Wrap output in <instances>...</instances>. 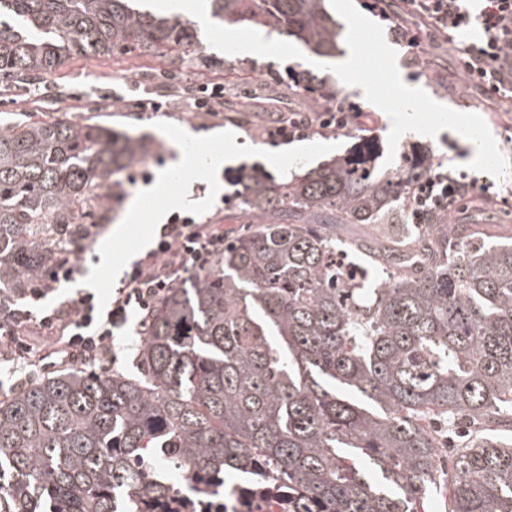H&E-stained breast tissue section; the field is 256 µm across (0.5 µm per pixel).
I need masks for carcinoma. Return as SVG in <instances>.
Segmentation results:
<instances>
[{
    "mask_svg": "<svg viewBox=\"0 0 512 512\" xmlns=\"http://www.w3.org/2000/svg\"><path fill=\"white\" fill-rule=\"evenodd\" d=\"M323 0H209L223 23L336 54ZM190 22L137 0H0V88L71 57L185 52ZM147 154L99 122L29 116L0 130V292L44 278L58 234ZM373 148L288 182L244 174L246 232L147 316L134 374L66 368L0 395V512H114L162 489L153 460L194 477L262 460L300 512H430L435 425L486 435L458 449L448 512H512V242L453 255L473 224L347 250L390 273L366 288L336 266V225L377 224L430 163L379 177Z\"/></svg>",
    "mask_w": 512,
    "mask_h": 512,
    "instance_id": "carcinoma-1",
    "label": "carcinoma"
}]
</instances>
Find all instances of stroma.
<instances>
[{
    "mask_svg": "<svg viewBox=\"0 0 512 512\" xmlns=\"http://www.w3.org/2000/svg\"><path fill=\"white\" fill-rule=\"evenodd\" d=\"M385 2L382 11L368 9L366 0H354V5L383 29H390L396 21L403 23L427 46V55L420 60L404 44L393 42L402 79L446 106L464 99L467 112L480 115L486 122L508 167L499 179L469 169L474 144L449 129L426 138L405 133L398 142L399 155L394 163L399 165L404 159L424 154L446 165L453 177L482 179L490 184L493 201H486L476 192L469 206L454 212L459 223L480 225L478 241L486 243L488 237L502 235L504 223L512 222V112L504 111L496 98L466 83L460 59L444 36L419 16L407 13L402 0ZM192 27L201 47L199 61L174 64L153 56L139 63L71 59L55 74L39 80V97H32L24 86L0 95V129L25 113L42 112L52 119L107 122L148 145L147 159L119 175L117 196L111 204L91 206L85 217L86 223L104 225L99 240L110 245L109 258L88 261L82 279L83 284L98 288L100 294H108L111 278L121 276L129 264L145 258L153 248L155 214L167 217L176 211L194 213L211 217L227 232L241 230L240 212L224 208L222 201L239 196L241 187L234 177L243 169L252 168L277 179L300 175L347 155L356 145L368 143L376 148L378 174L389 170L384 159L390 118L335 73L299 59L281 62L250 53L226 54L210 45L200 21H193ZM309 77L332 91L325 107L357 108L362 110V117L345 130L313 127L302 138L270 140L268 130L282 117L314 111L304 88ZM214 78L224 82L225 105L224 112L215 116L194 108L200 85ZM249 93L258 97L259 108L248 114L233 111V104ZM116 98L122 100V108H113ZM147 100L163 104V111H142L140 104ZM184 153L220 154L224 163L202 169L186 167L178 163ZM162 172L170 175L166 195L147 199L144 188L153 185ZM170 194L184 196V203L169 205L166 197ZM115 227L122 228L121 236L112 235Z\"/></svg>",
    "mask_w": 512,
    "mask_h": 512,
    "instance_id": "stroma-1",
    "label": "stroma"
}]
</instances>
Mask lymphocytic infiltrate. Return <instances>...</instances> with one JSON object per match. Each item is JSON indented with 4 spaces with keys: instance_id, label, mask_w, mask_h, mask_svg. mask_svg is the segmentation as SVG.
Here are the masks:
<instances>
[{
    "instance_id": "f902f5d3",
    "label": "lymphocytic infiltrate",
    "mask_w": 512,
    "mask_h": 512,
    "mask_svg": "<svg viewBox=\"0 0 512 512\" xmlns=\"http://www.w3.org/2000/svg\"><path fill=\"white\" fill-rule=\"evenodd\" d=\"M405 2L410 13L449 37L478 23L482 38L456 47L463 73L469 82L512 104V0H481L475 15L464 0ZM475 189L473 183L433 170L413 188L411 210L418 220L427 221L448 212L458 198ZM99 232V225L88 224L79 235L62 241L47 275L26 291L27 306L0 299V349L14 371H33L50 355L82 366L110 354L115 333L126 325L130 313H150L174 282L211 268L224 250L223 225L200 224L192 216L172 214L157 230L154 248L125 271L109 299H102L95 289L78 288L66 306L35 315L32 303L60 286L76 285L83 277L87 254Z\"/></svg>"
}]
</instances>
